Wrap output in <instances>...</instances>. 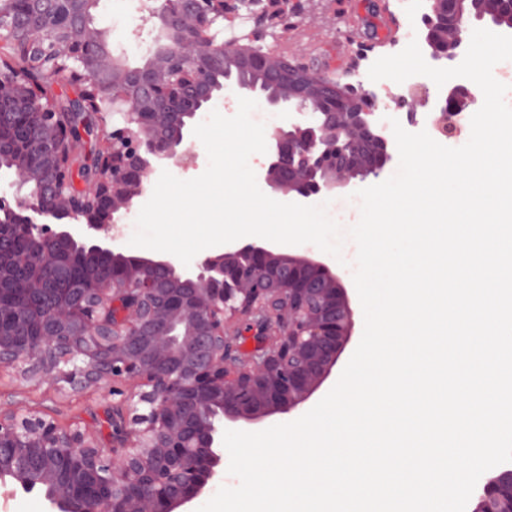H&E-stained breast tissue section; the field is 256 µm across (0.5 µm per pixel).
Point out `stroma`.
Masks as SVG:
<instances>
[{
    "instance_id": "1",
    "label": "stroma",
    "mask_w": 512,
    "mask_h": 512,
    "mask_svg": "<svg viewBox=\"0 0 512 512\" xmlns=\"http://www.w3.org/2000/svg\"><path fill=\"white\" fill-rule=\"evenodd\" d=\"M425 11L424 0H304L292 28L258 26L246 18L236 29L262 34L264 46L331 74L342 73L356 51L367 47L366 60L350 80L376 92L380 111L403 123L409 107L399 96L406 84L371 81L368 70L378 58L399 53L412 39L422 38ZM96 24L111 30L114 47L132 67L141 64L157 34L153 20L139 12L137 0H101ZM112 402L108 386L75 393L26 381L17 369L0 366V407L40 411L63 425L80 423L107 448L112 445Z\"/></svg>"
}]
</instances>
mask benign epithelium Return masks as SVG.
I'll return each mask as SVG.
<instances>
[{
  "label": "benign epithelium",
  "mask_w": 512,
  "mask_h": 512,
  "mask_svg": "<svg viewBox=\"0 0 512 512\" xmlns=\"http://www.w3.org/2000/svg\"><path fill=\"white\" fill-rule=\"evenodd\" d=\"M424 39L439 26L464 43V0H428ZM93 0H0V45L35 47L67 59L73 81L91 83L101 103L129 105L121 122L100 112L104 146L86 186L67 191L75 146L67 112H49L40 77L0 74V158L13 175L15 206L0 198V364L38 384L78 393L123 380L112 409V447L74 423L0 412V490L39 491L49 512H192L223 478L225 429L259 425L310 409L355 336L357 304L336 269L313 252H281L255 240L226 244L186 266L168 256L112 246L121 223L155 172L196 154L197 113L233 86L282 114L267 131L260 176L277 194L306 200L380 176L392 141L377 97L251 45L227 41L228 0H140L156 20L157 44L128 66L110 32L89 18ZM476 102L464 84L448 88L431 124L444 136L448 113ZM31 186L38 195H27ZM68 223H62V220ZM27 239L17 272L10 247ZM86 260L80 279L71 261ZM250 337L254 346L244 347ZM476 496L486 512H512V470Z\"/></svg>",
  "instance_id": "7a95c632"
}]
</instances>
